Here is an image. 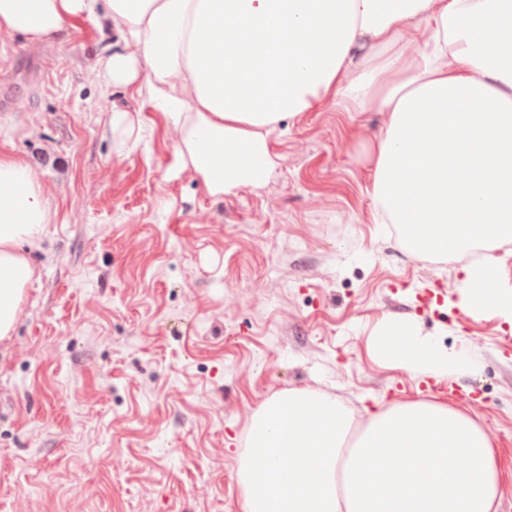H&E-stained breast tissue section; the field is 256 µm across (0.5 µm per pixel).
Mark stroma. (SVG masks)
I'll return each instance as SVG.
<instances>
[{
	"label": "stroma",
	"instance_id": "stroma-1",
	"mask_svg": "<svg viewBox=\"0 0 512 512\" xmlns=\"http://www.w3.org/2000/svg\"><path fill=\"white\" fill-rule=\"evenodd\" d=\"M112 36L103 17L51 44L0 31V129L52 204L0 341V512H229L253 413L305 388L358 415L424 399L469 413L512 512V325L458 307L462 261L414 257L375 223L384 114L325 99L274 133L266 185L213 196L175 167L146 82H102ZM402 318L477 370L427 393L380 362L376 331Z\"/></svg>",
	"mask_w": 512,
	"mask_h": 512
}]
</instances>
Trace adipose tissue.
I'll return each mask as SVG.
<instances>
[{
	"label": "adipose tissue",
	"mask_w": 512,
	"mask_h": 512,
	"mask_svg": "<svg viewBox=\"0 0 512 512\" xmlns=\"http://www.w3.org/2000/svg\"><path fill=\"white\" fill-rule=\"evenodd\" d=\"M104 16L120 49L107 82L145 78L148 103L177 133L180 166L210 195L265 184L288 116L340 104L386 116L370 145L377 223L410 251L464 267L458 307L512 323V280L493 250L512 242V0H0V31L35 43ZM428 52L410 51L413 31ZM51 218L37 170L0 151V340L22 312ZM382 362L443 377L464 352L410 321L377 333ZM293 465L283 470L282 457ZM244 512H498L492 441L467 413L425 400L381 403L362 419L326 393L268 398L240 458Z\"/></svg>",
	"instance_id": "adipose-tissue-1"
}]
</instances>
